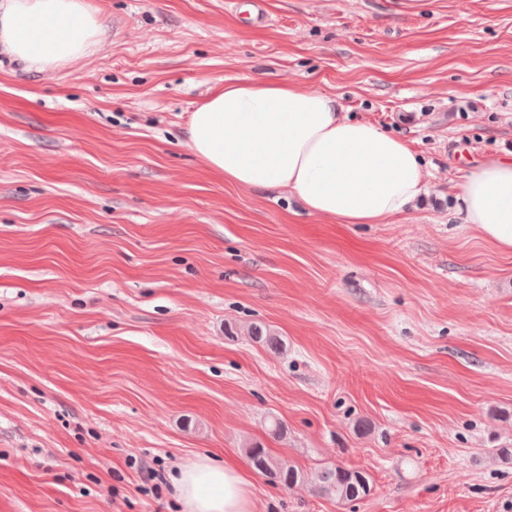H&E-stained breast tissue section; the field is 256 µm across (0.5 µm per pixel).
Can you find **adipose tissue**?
I'll return each mask as SVG.
<instances>
[{"label": "adipose tissue", "instance_id": "obj_1", "mask_svg": "<svg viewBox=\"0 0 512 512\" xmlns=\"http://www.w3.org/2000/svg\"><path fill=\"white\" fill-rule=\"evenodd\" d=\"M102 36L91 0H0V48L38 69L82 58ZM186 127L192 152L225 182L289 191L309 214L344 224L401 216L427 187L411 142L350 118L335 97L298 81H225ZM457 198L462 222L512 253V159L479 161ZM171 482L184 512H255L248 482L220 459L196 458Z\"/></svg>", "mask_w": 512, "mask_h": 512}]
</instances>
